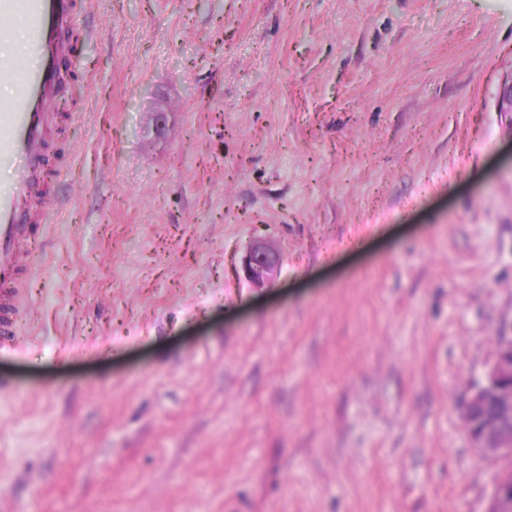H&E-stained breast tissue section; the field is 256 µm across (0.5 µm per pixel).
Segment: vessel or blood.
<instances>
[{"label":"vessel or blood","instance_id":"vessel-or-blood-1","mask_svg":"<svg viewBox=\"0 0 512 512\" xmlns=\"http://www.w3.org/2000/svg\"><path fill=\"white\" fill-rule=\"evenodd\" d=\"M75 0H0V42L22 26L28 49L37 57L32 67L0 55V83H20L23 95L0 100V158H23L26 168L8 191L0 193V354L18 349V316L30 279V257L47 226L44 210L50 194L46 149L61 135L58 116L40 105L58 78L60 61L54 33L75 25Z\"/></svg>","mask_w":512,"mask_h":512}]
</instances>
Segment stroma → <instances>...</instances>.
Instances as JSON below:
<instances>
[{
    "instance_id": "obj_1",
    "label": "stroma",
    "mask_w": 512,
    "mask_h": 512,
    "mask_svg": "<svg viewBox=\"0 0 512 512\" xmlns=\"http://www.w3.org/2000/svg\"><path fill=\"white\" fill-rule=\"evenodd\" d=\"M78 28L0 512H486L502 465L458 405L512 322V0H97ZM280 264V255L268 242L256 239L247 248L242 268L248 281L262 287L277 273Z\"/></svg>"
}]
</instances>
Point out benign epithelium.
<instances>
[{
    "mask_svg": "<svg viewBox=\"0 0 512 512\" xmlns=\"http://www.w3.org/2000/svg\"><path fill=\"white\" fill-rule=\"evenodd\" d=\"M280 255L268 242L256 239L247 248L242 268L248 281L262 287L277 273ZM495 357L481 381L472 385L459 407L460 417L474 424L473 446L494 460L512 456V324L502 327ZM487 512H512V472H499Z\"/></svg>",
    "mask_w": 512,
    "mask_h": 512,
    "instance_id": "obj_1",
    "label": "benign epithelium"
}]
</instances>
